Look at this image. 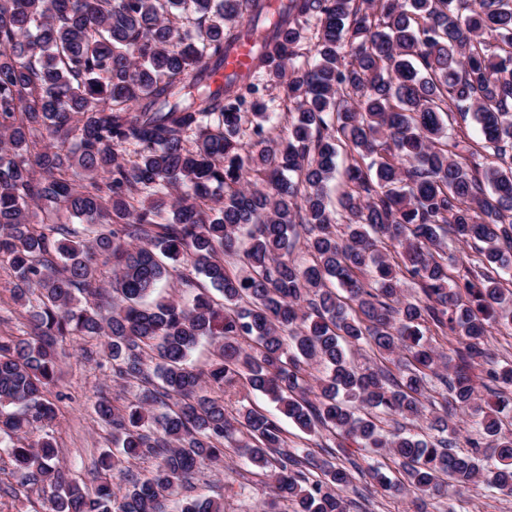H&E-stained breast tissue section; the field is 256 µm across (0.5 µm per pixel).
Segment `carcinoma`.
<instances>
[{
  "instance_id": "1",
  "label": "carcinoma",
  "mask_w": 512,
  "mask_h": 512,
  "mask_svg": "<svg viewBox=\"0 0 512 512\" xmlns=\"http://www.w3.org/2000/svg\"><path fill=\"white\" fill-rule=\"evenodd\" d=\"M245 24L254 66L218 84ZM260 73L288 83L284 139L271 136ZM453 113L480 141L462 126L448 135ZM341 148L349 163L331 209ZM448 231L476 245L459 281L448 276ZM300 240L307 263L290 258ZM0 258L29 328L0 336V434L50 512H164L201 467L224 466L236 434L294 512H348V467L288 447L271 414H228L203 394L208 384L241 383L310 434L386 450L406 476L373 470L386 492L441 496L481 482L512 494V434H500L512 366L492 374L500 392L487 411L463 368L446 365L455 403L497 438V466L480 463L477 442L454 451L445 417L432 440L377 424L422 416L439 366L423 329L458 337L470 364L489 359L494 327L512 329L502 287L512 278V0H0ZM167 259L189 261L204 284L188 301L147 306ZM406 273L419 286L410 300ZM69 336L104 339L112 375L141 383L122 410L96 404L115 451L91 495L66 476L49 434L28 442L57 416L48 394ZM202 339L218 355L198 372L187 357ZM364 346L384 364L357 366L350 353ZM401 362L409 374L398 378L389 365ZM313 364L324 369L314 385ZM144 456L155 460L149 476L121 468ZM179 512L224 504L194 499Z\"/></svg>"
}]
</instances>
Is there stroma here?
I'll return each instance as SVG.
<instances>
[{
    "instance_id": "stroma-1",
    "label": "stroma",
    "mask_w": 512,
    "mask_h": 512,
    "mask_svg": "<svg viewBox=\"0 0 512 512\" xmlns=\"http://www.w3.org/2000/svg\"><path fill=\"white\" fill-rule=\"evenodd\" d=\"M12 277L7 265L0 261V335L19 336L27 329L26 313L10 296ZM60 380L50 393L57 407V417L49 427L59 448V455L70 478L80 482L86 491H93L102 454L112 447V430L101 422L95 412L100 397L124 408L137 400L141 388L133 380H118L112 375V362L98 340L80 336L65 339L60 347ZM488 362L469 366L468 374L475 381L483 400H491L494 383L492 371L512 365V332L496 330L490 339ZM425 418L410 426V433L430 437L429 422L445 414L460 424L456 447L466 452L471 440H479L481 457L492 460L495 438L478 434L471 420L463 419L462 411L453 402L438 375H428L425 391ZM288 443L293 448H307L315 455L334 461H353L356 468L353 482L345 496L349 512H512V495H506L483 484L469 486L446 496H433L426 502L415 501L412 495L388 493L375 486L369 476L378 467L398 478L402 470L386 453L368 448L339 447L330 434L309 435L290 420H282ZM231 468L217 472L204 467L195 475L190 488L180 490L166 503L165 512H178L180 499H223L224 512H292L286 501L273 499L269 479L235 449H228ZM46 496L38 489L22 483L14 470L8 448L0 444V512H46Z\"/></svg>"
}]
</instances>
